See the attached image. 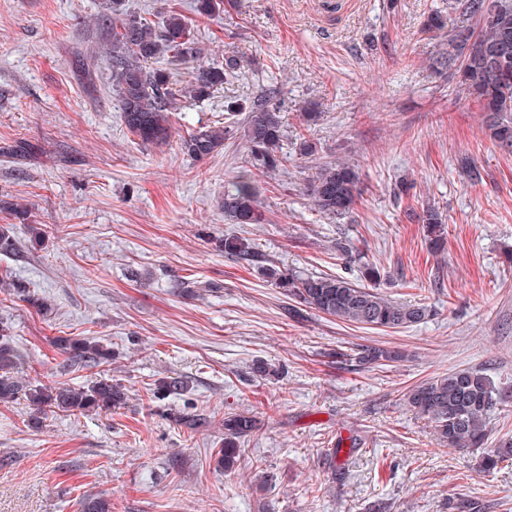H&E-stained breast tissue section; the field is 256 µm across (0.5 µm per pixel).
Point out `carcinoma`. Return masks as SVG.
I'll return each instance as SVG.
<instances>
[{"mask_svg": "<svg viewBox=\"0 0 512 512\" xmlns=\"http://www.w3.org/2000/svg\"><path fill=\"white\" fill-rule=\"evenodd\" d=\"M125 0H102L97 15L98 25L107 37L96 53L110 61L112 92L118 97L122 121L126 129L144 144L166 141L171 132L170 116L177 110V98L170 88V76L163 68H155L163 57L188 60L202 55L191 33L188 21L174 11L160 23L129 12ZM495 20L481 25L487 0H448V8L460 12L470 24L448 33V53L438 62L448 63L461 72L462 92L487 113V128L498 146L512 153V0H493ZM241 67L236 55L224 57L221 64H200L193 72L184 97L203 99L224 85ZM241 123L244 125L250 168L241 172L224 192V218L232 224H262L265 221L255 187V177L274 172L285 165L282 151L283 122L274 94L253 102ZM226 126H202L182 140L181 150L193 160L202 161L224 149ZM359 173L340 161L319 166L305 187L314 208L321 214L338 219L353 212L357 203ZM426 224L427 236L436 248L444 242L440 212L428 206L420 216ZM15 225H0V252L16 249ZM224 254L241 261L255 257L247 239L231 235L222 240ZM358 284L331 274H297L277 265L262 269V275L292 297L296 305L292 317L301 316L305 307L336 319L373 329L412 326L427 319L431 309L416 303H398L375 292L370 285L382 279L381 269L374 264L359 266ZM54 345L63 356V368L81 366L106 371L112 364V347L89 337H62ZM400 358L396 352L366 345L347 355V361L369 367ZM21 356L14 345L12 325L0 320V403H12L24 397L30 406L29 425L41 428L42 420L56 412L72 414L107 413L126 403L125 388L103 375L82 386L58 382L44 384L30 379L21 371ZM187 384L175 378H162L154 383L153 397L163 401L181 395ZM407 404L417 416L431 423L442 443L450 448H480L488 440L487 419L499 409L502 395L482 370L461 369L436 376L406 393ZM259 425L248 413L224 415V444L217 452V462L230 470V454L239 442L250 437ZM512 457V442H503L483 453L481 465L491 470ZM81 512H112L111 504L102 498L85 497Z\"/></svg>", "mask_w": 512, "mask_h": 512, "instance_id": "obj_1", "label": "carcinoma"}]
</instances>
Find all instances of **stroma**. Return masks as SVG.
<instances>
[{"label":"stroma","instance_id":"1","mask_svg":"<svg viewBox=\"0 0 512 512\" xmlns=\"http://www.w3.org/2000/svg\"><path fill=\"white\" fill-rule=\"evenodd\" d=\"M98 3L0 0V147L24 139L36 153L21 166L0 156V224L46 231L22 257L0 254V279L50 302L39 313L1 287L0 318L26 375L48 385L94 377L61 375L54 337L110 344L108 374L128 400L107 415H49L38 431L26 400L0 404V512H79L87 495L107 498L112 512H367L377 501L390 512H458L464 500L512 512V459L480 472L478 452L444 447L404 402L428 378L480 369L504 399L489 441L512 437V153L490 139L455 69L438 63L464 17L427 30L446 0H236L210 17L194 13V0H127L153 18H191L203 62L242 59L239 77L209 98L182 99L170 140L155 146L126 129L106 57L95 61V87L79 77V59L102 39ZM272 89L288 160L259 179L265 223L231 224L222 200L248 162L242 129L202 161L181 142L223 123L227 102L248 106ZM312 102L322 118L309 127ZM304 138L317 155L299 154ZM465 157L479 182L460 173ZM326 161L361 175L342 219L302 192ZM429 204L445 217L438 250L418 220ZM227 234L248 239L258 263L226 256ZM340 242L384 271L379 293L425 302L428 319L373 330L314 311L289 318V298L259 263L346 277ZM189 280L211 289L185 293L178 284ZM361 345L404 358L356 370L343 355ZM259 361L280 377L254 376ZM165 377L188 388L155 401L151 387ZM186 411L206 424L190 431L171 420ZM228 412L260 421L229 474L216 465ZM351 436L359 449L333 479L330 454Z\"/></svg>","mask_w":512,"mask_h":512}]
</instances>
